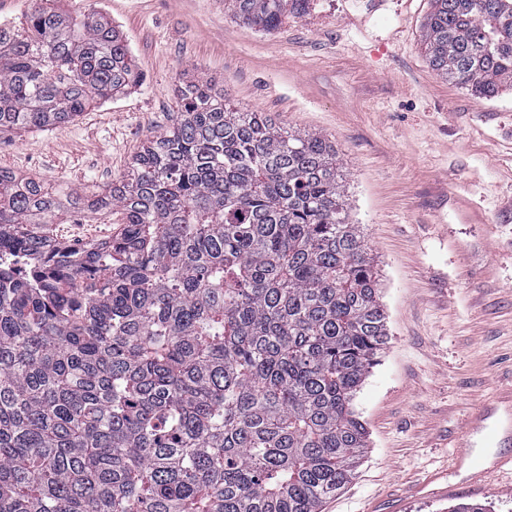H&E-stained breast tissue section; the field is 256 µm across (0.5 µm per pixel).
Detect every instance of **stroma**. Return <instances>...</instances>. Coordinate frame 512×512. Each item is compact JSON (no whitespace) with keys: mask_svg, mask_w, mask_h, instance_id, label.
I'll use <instances>...</instances> for the list:
<instances>
[{"mask_svg":"<svg viewBox=\"0 0 512 512\" xmlns=\"http://www.w3.org/2000/svg\"><path fill=\"white\" fill-rule=\"evenodd\" d=\"M120 30L143 82L78 121L0 135V167L48 186H105L179 112V82L212 79L231 103L283 128L328 137L349 186L351 218L372 249L388 342L354 406L369 448L354 479L321 512H448L478 502L512 512V494L465 486L416 496L449 470L473 409L512 384V91L473 96L426 64L430 0H310L264 31L224 0H59ZM468 196L487 223L453 202ZM47 233L70 243L107 238L109 216Z\"/></svg>","mask_w":512,"mask_h":512,"instance_id":"stroma-1","label":"stroma"}]
</instances>
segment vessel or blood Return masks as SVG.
<instances>
[{
    "mask_svg": "<svg viewBox=\"0 0 512 512\" xmlns=\"http://www.w3.org/2000/svg\"><path fill=\"white\" fill-rule=\"evenodd\" d=\"M498 447V454L486 466H476L470 459L475 438ZM458 451L451 472L462 483L487 488L493 472L512 474V388L499 392L470 415L456 437Z\"/></svg>",
    "mask_w": 512,
    "mask_h": 512,
    "instance_id": "1",
    "label": "vessel or blood"
}]
</instances>
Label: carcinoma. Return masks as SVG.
Segmentation results:
<instances>
[{
  "label": "carcinoma",
  "mask_w": 512,
  "mask_h": 512,
  "mask_svg": "<svg viewBox=\"0 0 512 512\" xmlns=\"http://www.w3.org/2000/svg\"><path fill=\"white\" fill-rule=\"evenodd\" d=\"M0 23V134L141 84L96 11ZM308 0H224L270 30ZM422 48L471 94L512 88V0H432ZM177 121L84 191L0 167V512H320L356 473L354 399L386 343L336 148L178 89ZM118 217L72 246L64 213Z\"/></svg>",
  "instance_id": "cac0c4a2"
}]
</instances>
